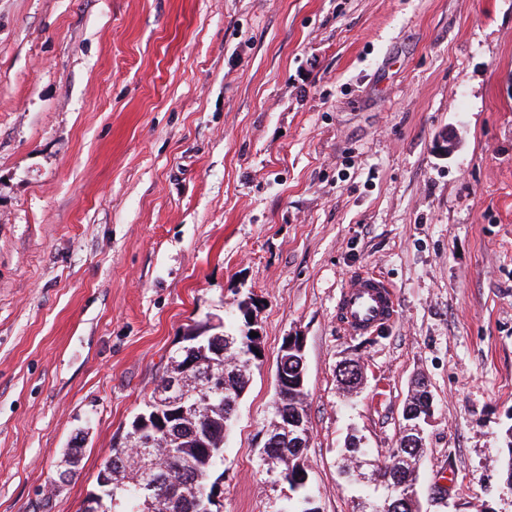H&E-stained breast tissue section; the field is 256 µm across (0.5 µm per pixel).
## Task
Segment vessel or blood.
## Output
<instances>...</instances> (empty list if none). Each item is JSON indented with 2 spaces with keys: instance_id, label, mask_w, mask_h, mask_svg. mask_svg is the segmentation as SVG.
<instances>
[{
  "instance_id": "b4317fda",
  "label": "vessel or blood",
  "mask_w": 512,
  "mask_h": 512,
  "mask_svg": "<svg viewBox=\"0 0 512 512\" xmlns=\"http://www.w3.org/2000/svg\"><path fill=\"white\" fill-rule=\"evenodd\" d=\"M339 320L353 334H369L396 313L393 289L380 278L361 273L349 278L338 300Z\"/></svg>"
}]
</instances>
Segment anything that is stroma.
I'll list each match as a JSON object with an SVG mask.
<instances>
[{
    "mask_svg": "<svg viewBox=\"0 0 512 512\" xmlns=\"http://www.w3.org/2000/svg\"><path fill=\"white\" fill-rule=\"evenodd\" d=\"M360 272L397 299L364 336ZM251 294L221 512L288 503L261 452L291 333L320 512H356L347 440L386 455L420 375L423 512H512V0H0V512H82L182 336ZM338 311L339 320L349 333H372L394 318V291L386 282L374 275H354L341 291Z\"/></svg>",
    "mask_w": 512,
    "mask_h": 512,
    "instance_id": "obj_1",
    "label": "stroma"
}]
</instances>
